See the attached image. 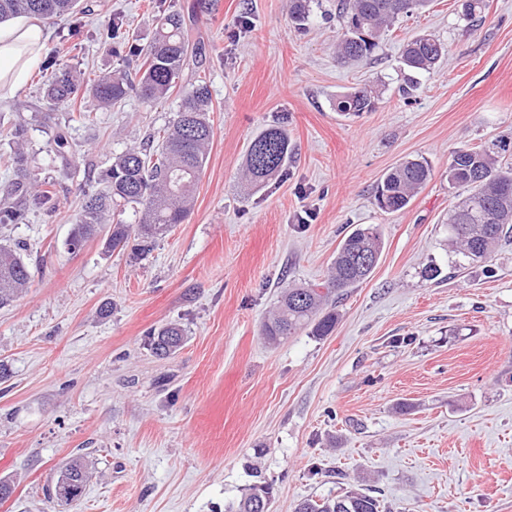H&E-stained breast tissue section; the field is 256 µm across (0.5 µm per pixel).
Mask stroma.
I'll use <instances>...</instances> for the list:
<instances>
[{"label": "stroma", "mask_w": 512, "mask_h": 512, "mask_svg": "<svg viewBox=\"0 0 512 512\" xmlns=\"http://www.w3.org/2000/svg\"><path fill=\"white\" fill-rule=\"evenodd\" d=\"M81 23H48L45 55L74 72L138 64L160 18L186 15L211 92L213 126L193 208L147 256L76 252L66 241L80 196L73 168L99 172L175 116L129 96L96 110H57L55 127L30 125L28 148L57 193L53 210L0 228L24 242L31 280L0 308V479L13 493L0 512H226L259 470L271 512L303 499L370 489L387 512H512V243L456 270L446 245L456 197L453 151L512 142V0H489L469 27L464 0H432L400 18L367 64L336 61V0L305 29L290 0H84ZM130 33L102 37L108 15ZM439 39L443 63L400 87L405 40ZM40 67L0 101V145L40 95ZM372 111L334 109L364 83ZM285 128L294 151L282 176L245 189L249 144ZM72 146L52 147L55 128ZM426 158L434 175L403 211L378 209L383 174ZM378 226L371 277L336 306L335 331L278 344L260 332L282 289L324 281L341 240ZM438 264L441 275L424 270ZM186 331L173 356L153 355L150 333ZM86 456L82 496L51 491L60 467Z\"/></svg>", "instance_id": "stroma-1"}]
</instances>
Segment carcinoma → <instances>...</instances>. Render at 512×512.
<instances>
[{"mask_svg": "<svg viewBox=\"0 0 512 512\" xmlns=\"http://www.w3.org/2000/svg\"><path fill=\"white\" fill-rule=\"evenodd\" d=\"M430 0H339L342 34L336 53L343 63L373 59L385 32L399 18L423 9ZM465 17L470 23L482 20L488 0H465ZM83 12L80 0H0V21L23 15H37L49 21ZM311 0H291V20L301 29L309 20ZM125 21L111 15L103 31L106 41L122 33ZM445 46L427 35L409 39L402 50V64L417 72H431L445 55ZM142 58L131 75L124 70L98 76L87 87L67 67L55 66L53 58L45 61L47 70L42 84V103L20 102L18 106L34 111L49 121L52 111L73 107L89 93L100 108L115 107L132 93L146 104H154L180 90L176 115L160 137L150 136L139 148H128L114 157L101 180L104 191L89 192L80 184L81 211L67 241L69 250H80L85 242L107 223L112 209L129 207L136 223H113L105 247L115 250L135 240L134 250L142 254L153 248L175 224H182L192 207L193 196L207 158L213 129L206 112L211 101L206 78L198 75L181 85L188 62L200 55L191 43L183 16L171 11L160 20L153 41L134 49ZM372 88L355 87L339 96L335 110L358 116L372 110ZM28 129L18 125L12 132L10 164L13 178L0 191V226L24 224L35 211L49 208L54 194L42 189L39 169L26 150ZM287 132L273 126L249 145L245 161V180L261 187L284 172L288 162ZM432 177L427 159H407L389 169L378 183L375 201L387 213L409 206L419 189ZM448 187H462L466 194L448 213V244L455 259V269L489 259L501 242L512 237V165L499 161L485 149L460 148L448 163ZM23 245H0V307L12 302L28 287L31 273L21 255ZM383 251V239L374 225L347 235L339 244L330 274L314 288L292 287L282 292L272 314L262 326V336L277 343L300 331L313 336H329L336 328L337 314L328 308L332 298L367 280ZM185 341L184 330L169 324L152 334L151 350L159 358H168ZM88 478V461L79 455L68 460L58 472L54 484L56 499L71 502L80 497ZM271 487L264 482L250 485L239 500L235 512H269ZM295 512H383L381 501L363 488L318 500L305 499Z\"/></svg>", "mask_w": 512, "mask_h": 512, "instance_id": "carcinoma-1", "label": "carcinoma"}]
</instances>
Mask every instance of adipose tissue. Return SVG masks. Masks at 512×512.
<instances>
[{"instance_id":"adipose-tissue-1","label":"adipose tissue","mask_w":512,"mask_h":512,"mask_svg":"<svg viewBox=\"0 0 512 512\" xmlns=\"http://www.w3.org/2000/svg\"><path fill=\"white\" fill-rule=\"evenodd\" d=\"M48 41V30L36 16L0 22V97L14 91L23 73L36 63Z\"/></svg>"}]
</instances>
